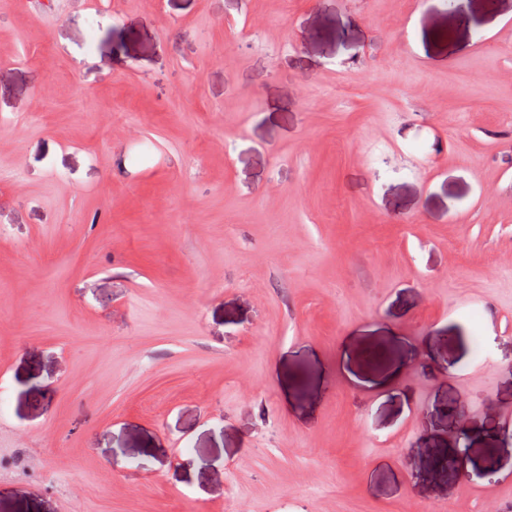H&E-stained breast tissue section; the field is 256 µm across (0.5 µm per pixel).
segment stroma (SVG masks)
<instances>
[{
    "instance_id": "1",
    "label": "stroma",
    "mask_w": 512,
    "mask_h": 512,
    "mask_svg": "<svg viewBox=\"0 0 512 512\" xmlns=\"http://www.w3.org/2000/svg\"><path fill=\"white\" fill-rule=\"evenodd\" d=\"M466 2L0 0V512L512 508V0Z\"/></svg>"
}]
</instances>
